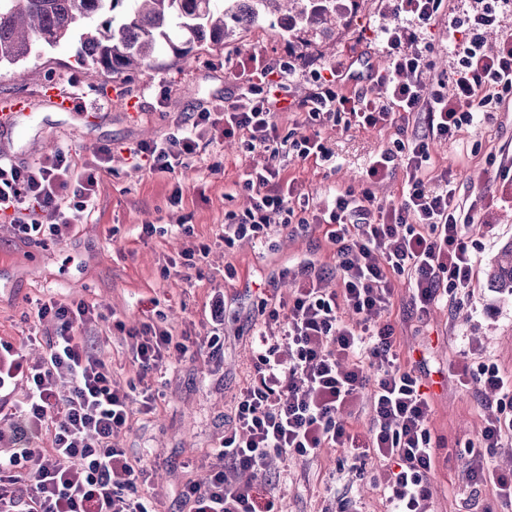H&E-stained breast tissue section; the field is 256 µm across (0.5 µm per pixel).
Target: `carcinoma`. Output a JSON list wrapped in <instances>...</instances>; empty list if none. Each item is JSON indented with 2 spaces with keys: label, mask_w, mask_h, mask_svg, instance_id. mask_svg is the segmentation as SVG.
Segmentation results:
<instances>
[{
  "label": "carcinoma",
  "mask_w": 512,
  "mask_h": 512,
  "mask_svg": "<svg viewBox=\"0 0 512 512\" xmlns=\"http://www.w3.org/2000/svg\"><path fill=\"white\" fill-rule=\"evenodd\" d=\"M282 11L299 43L344 19L337 0H0V64L75 42L81 61L109 74L146 71L161 55L186 63L194 47L223 44L229 17L247 26ZM488 285L512 296V243L498 252Z\"/></svg>",
  "instance_id": "1"
}]
</instances>
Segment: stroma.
Instances as JSON below:
<instances>
[{
  "instance_id": "1",
  "label": "stroma",
  "mask_w": 512,
  "mask_h": 512,
  "mask_svg": "<svg viewBox=\"0 0 512 512\" xmlns=\"http://www.w3.org/2000/svg\"><path fill=\"white\" fill-rule=\"evenodd\" d=\"M351 21L330 35L308 34L305 48L317 64L340 57H362L373 68L386 64L372 30L389 24L381 0H360ZM285 20L269 15L257 25L230 24L224 43L194 50L189 61L160 57L147 72L115 77L80 62L76 47L65 44L45 49L23 63L24 78L0 68V101L16 97L33 102L29 116L15 131L0 135V150L16 162L34 163L63 150L78 163L93 161L104 144L136 143L160 138L189 113L218 103L229 82L224 60L235 52L260 44L271 60L285 57L288 35ZM60 89L86 103L91 118L58 111L50 93ZM322 138L334 151L339 169L289 155L281 165L285 178L314 202L324 201L330 189L360 188L374 157L395 137L394 130L357 126L321 127ZM512 145V109L498 112L494 124L481 130L463 129L456 139L437 142L432 155L451 167L456 181L482 217L473 232L481 248L473 288L461 303L442 304L419 319L410 313V296L399 288L389 312L400 332V356L406 366H421L435 382L431 429L445 443L431 474L436 512H512L492 489L473 492L461 474L456 457L459 443L475 438L483 411L476 389L462 388L449 368L470 353L475 360L498 364L512 376V298L487 286V271L499 247L512 241V174L503 175L485 163L490 147ZM263 152H247L243 142L211 144L174 172L133 171L113 164L103 174L94 208L71 211L74 225L60 245H27L16 241L6 217L0 216V338L21 347L29 361L43 354L49 322L33 313L36 299L52 295L69 302L85 300L111 311L126 329L139 326L161 310L175 331L206 341L205 319L210 295L226 296L224 352L209 357L191 351L174 372L160 377L161 398L154 414L139 417L133 429L118 439L120 447L151 464L150 491L158 512H183L180 492L189 482H204L221 461L212 453L233 413L234 396L253 365L251 334L258 316L250 288L254 279L272 269L298 271L307 261L332 266L334 247L326 227L277 231L271 244L249 239L225 247L224 214L243 213L250 205L237 182L245 168L262 165ZM220 174H211V166ZM168 229L186 224L193 243H206L210 252L190 274L160 271L168 257L181 249L177 236L140 238L142 225ZM237 275L226 279V267ZM89 346L110 357L117 376L136 379L127 358L124 331L98 327L87 330ZM344 449H324L317 460L288 456L275 460L271 471L280 477L279 512H323L337 496L350 498L356 512H386L380 491L386 466L370 461L364 469L343 465Z\"/></svg>"
}]
</instances>
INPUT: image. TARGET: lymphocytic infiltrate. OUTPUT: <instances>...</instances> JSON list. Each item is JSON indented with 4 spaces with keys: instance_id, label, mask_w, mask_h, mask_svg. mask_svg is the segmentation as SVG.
Wrapping results in <instances>:
<instances>
[{
    "instance_id": "f902f5d3",
    "label": "lymphocytic infiltrate",
    "mask_w": 512,
    "mask_h": 512,
    "mask_svg": "<svg viewBox=\"0 0 512 512\" xmlns=\"http://www.w3.org/2000/svg\"><path fill=\"white\" fill-rule=\"evenodd\" d=\"M384 2L395 17L377 36L388 61L384 71L340 58L323 72L299 53L276 67L255 46L224 61L232 101L192 113L160 139L125 148L133 170L171 173L199 155L202 143L243 139L266 162L243 174L250 205L225 213V247L277 228L324 224L336 249L333 269L302 266L288 300H277L275 280L258 283L256 360L216 450L224 465L205 483L182 489L186 512H276L277 484L265 477L270 462L288 455L313 460L325 448L345 449L355 462H390L382 482L389 512H434L432 397L422 377L402 366L387 313L397 283L422 315L474 283L480 259L471 234L481 217L460 195L451 169L436 164L430 143L487 126L512 103V33L503 32L495 49L485 45L512 0H474L460 14L452 0ZM443 47L454 59V92L425 94L422 78ZM299 68L309 71L311 89L296 99L286 90ZM280 112L304 113L311 124L391 129L396 137L368 167L364 187L336 190L321 210L284 177L280 159L290 152L328 162L334 154L319 134L281 135ZM113 155L111 146H101L83 167L63 151L33 164L0 157V216L11 217L14 238L42 246L65 241L73 229L69 211L87 208ZM398 173L402 198L382 205L373 187ZM329 273L339 289L324 288ZM35 315L54 327L39 361L25 364L20 349L0 339V512H155L146 465L114 440L132 429L135 416L155 412L153 379L187 352L189 336L162 320L128 330V355L139 376L123 383L82 336L109 321L108 313L51 297L37 300ZM20 376L28 392L15 403L10 396ZM458 376L461 385L476 381L495 395L494 414L466 443L462 475L473 488L492 486L512 505V474L491 461L495 449L512 441V377L496 363L466 361ZM365 390L372 422L358 435L345 418ZM44 434L49 447H35Z\"/></svg>"
}]
</instances>
